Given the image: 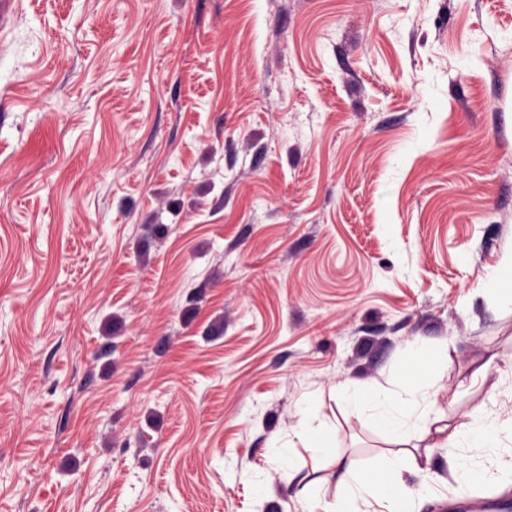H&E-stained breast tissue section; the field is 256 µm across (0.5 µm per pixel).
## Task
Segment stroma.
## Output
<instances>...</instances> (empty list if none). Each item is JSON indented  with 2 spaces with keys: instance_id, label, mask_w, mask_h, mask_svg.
<instances>
[{
  "instance_id": "1",
  "label": "stroma",
  "mask_w": 512,
  "mask_h": 512,
  "mask_svg": "<svg viewBox=\"0 0 512 512\" xmlns=\"http://www.w3.org/2000/svg\"><path fill=\"white\" fill-rule=\"evenodd\" d=\"M511 267L512 0H22L0 28V512L335 502L307 421L346 455L427 444L346 391L431 370L449 426L512 412V306L483 288Z\"/></svg>"
}]
</instances>
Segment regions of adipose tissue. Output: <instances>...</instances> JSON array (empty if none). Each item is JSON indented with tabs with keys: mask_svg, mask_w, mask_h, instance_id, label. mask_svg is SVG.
Returning <instances> with one entry per match:
<instances>
[{
	"mask_svg": "<svg viewBox=\"0 0 512 512\" xmlns=\"http://www.w3.org/2000/svg\"><path fill=\"white\" fill-rule=\"evenodd\" d=\"M437 394L435 377L424 374L403 389L368 396L350 390L345 399L371 424L383 422L399 433L425 426L434 447L447 449L448 473L458 491L512 490V417L485 405L451 430L443 424ZM336 463L342 468L336 512H373L376 503L386 512H418L420 501L432 496L441 480L415 458L406 463L386 456L374 463L340 454Z\"/></svg>",
	"mask_w": 512,
	"mask_h": 512,
	"instance_id": "1",
	"label": "adipose tissue"
}]
</instances>
